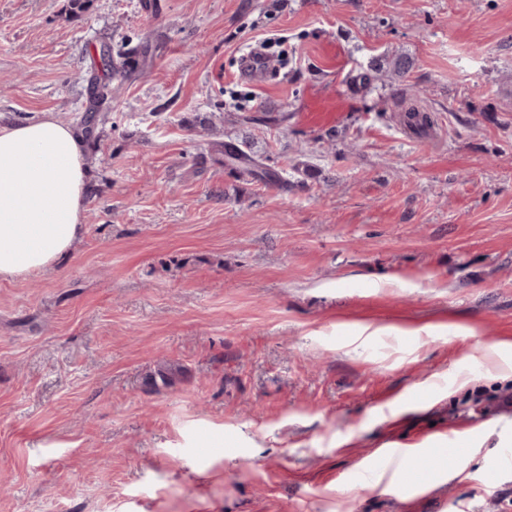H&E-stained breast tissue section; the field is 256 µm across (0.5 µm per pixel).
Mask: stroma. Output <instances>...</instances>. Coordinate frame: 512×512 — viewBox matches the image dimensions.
I'll return each instance as SVG.
<instances>
[{
	"instance_id": "obj_1",
	"label": "stroma",
	"mask_w": 512,
	"mask_h": 512,
	"mask_svg": "<svg viewBox=\"0 0 512 512\" xmlns=\"http://www.w3.org/2000/svg\"><path fill=\"white\" fill-rule=\"evenodd\" d=\"M142 2L0 0V123L91 164L73 252L0 281V512H512V0ZM325 36L361 97L306 132ZM274 64L261 45L244 51L239 58L238 76L253 85L262 86L270 77ZM224 156L244 166L245 169L256 178L277 185L279 187L288 186V178L284 177L279 172L267 170L263 166L259 165L253 156L244 152L241 148L233 143H225Z\"/></svg>"
}]
</instances>
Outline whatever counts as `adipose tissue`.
Returning <instances> with one entry per match:
<instances>
[{
    "instance_id": "adipose-tissue-1",
    "label": "adipose tissue",
    "mask_w": 512,
    "mask_h": 512,
    "mask_svg": "<svg viewBox=\"0 0 512 512\" xmlns=\"http://www.w3.org/2000/svg\"><path fill=\"white\" fill-rule=\"evenodd\" d=\"M84 141L51 114L0 125V280L54 266L85 232Z\"/></svg>"
}]
</instances>
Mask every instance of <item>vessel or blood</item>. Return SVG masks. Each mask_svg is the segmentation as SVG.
<instances>
[{
    "mask_svg": "<svg viewBox=\"0 0 512 512\" xmlns=\"http://www.w3.org/2000/svg\"><path fill=\"white\" fill-rule=\"evenodd\" d=\"M317 58L322 69L333 75H344L353 67L343 45L333 38L319 40ZM274 64L262 46L255 45L239 58L238 75L251 84L260 86L270 77ZM355 106L354 95L348 90H337L335 83L311 86L303 96L296 114L299 126L306 130H326L345 124Z\"/></svg>",
    "mask_w": 512,
    "mask_h": 512,
    "instance_id": "obj_1",
    "label": "vessel or blood"
}]
</instances>
